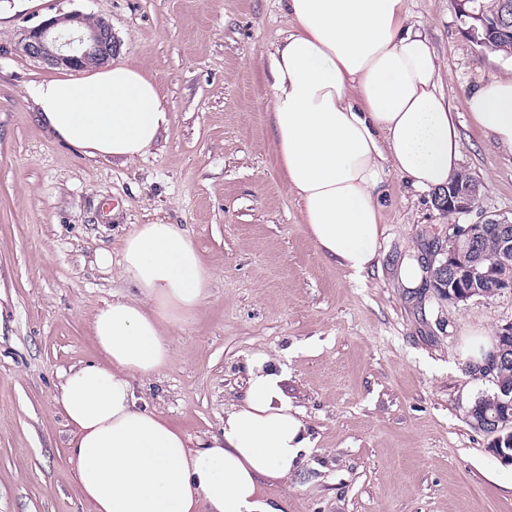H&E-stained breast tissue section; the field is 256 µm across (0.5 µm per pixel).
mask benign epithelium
I'll return each mask as SVG.
<instances>
[{
	"instance_id": "obj_1",
	"label": "benign epithelium",
	"mask_w": 512,
	"mask_h": 512,
	"mask_svg": "<svg viewBox=\"0 0 512 512\" xmlns=\"http://www.w3.org/2000/svg\"><path fill=\"white\" fill-rule=\"evenodd\" d=\"M20 47L30 57L51 67L81 70L90 61L104 65L113 58L117 38L111 25L101 19L88 23L80 14L51 17L25 30ZM479 186L471 184L460 190H451L440 199L442 206L457 214L470 211L479 197ZM498 225L500 251L497 263L484 266L480 252L481 226ZM444 256L436 268L438 286L444 290L448 303L457 305L481 294L487 281L499 283L502 291L512 292V220L487 217L459 229L458 234L438 248ZM474 430L493 436L500 442L499 421L480 418L471 423Z\"/></svg>"
}]
</instances>
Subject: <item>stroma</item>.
Segmentation results:
<instances>
[{
    "label": "stroma",
    "instance_id": "obj_1",
    "mask_svg": "<svg viewBox=\"0 0 512 512\" xmlns=\"http://www.w3.org/2000/svg\"><path fill=\"white\" fill-rule=\"evenodd\" d=\"M407 9L435 53L459 169L481 192L448 216L389 175L378 263L356 280L319 253L275 158L267 59L288 29L283 0H0V512H87L55 397L64 372L97 356L91 316L134 292L117 259L141 224L184 227L212 273L173 332V364L136 383L141 403L190 437L216 433L244 393L246 356L263 350L287 365L311 432L290 490L268 489L287 512H512V466L465 418L492 384L464 369L472 344L512 323V293L455 306L432 284L396 282L404 258L437 266L457 227L512 219V153L466 106L479 82L512 77V58L481 50L456 0ZM71 13L108 21L118 61L159 83L171 123L144 156L87 155L40 120L28 87L65 71L18 41Z\"/></svg>",
    "mask_w": 512,
    "mask_h": 512
}]
</instances>
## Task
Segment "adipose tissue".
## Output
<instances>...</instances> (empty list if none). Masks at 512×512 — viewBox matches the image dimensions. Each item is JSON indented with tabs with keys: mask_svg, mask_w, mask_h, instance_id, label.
Here are the masks:
<instances>
[{
	"mask_svg": "<svg viewBox=\"0 0 512 512\" xmlns=\"http://www.w3.org/2000/svg\"><path fill=\"white\" fill-rule=\"evenodd\" d=\"M286 8L290 24L269 55L276 157L318 250L358 278L379 257L386 177L420 191L447 187L459 134L406 0H286ZM29 94L55 136L91 156L135 160L170 124L158 83L123 62L41 81ZM466 105L512 152V79L479 83ZM120 254L138 294L92 316L99 358L65 372L56 397L87 512H283L265 487L300 470L310 446L287 366L249 355L243 397L218 433L196 440L138 406L134 381L173 363L170 336L207 298L211 273L177 224L136 227Z\"/></svg>",
	"mask_w": 512,
	"mask_h": 512,
	"instance_id": "1",
	"label": "adipose tissue"
}]
</instances>
